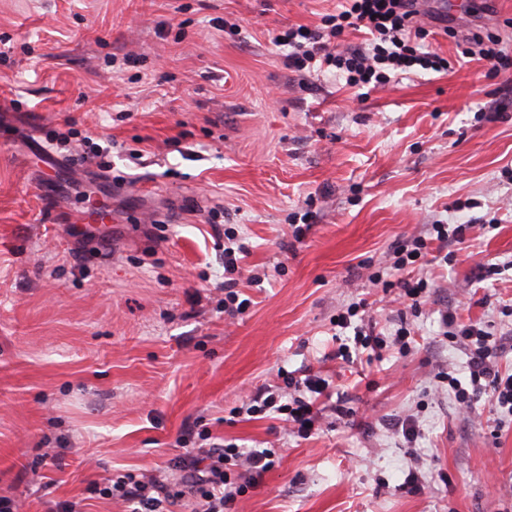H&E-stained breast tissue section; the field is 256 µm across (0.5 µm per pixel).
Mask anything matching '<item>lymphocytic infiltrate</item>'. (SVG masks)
Listing matches in <instances>:
<instances>
[{
    "instance_id": "1",
    "label": "lymphocytic infiltrate",
    "mask_w": 512,
    "mask_h": 512,
    "mask_svg": "<svg viewBox=\"0 0 512 512\" xmlns=\"http://www.w3.org/2000/svg\"><path fill=\"white\" fill-rule=\"evenodd\" d=\"M414 3L415 0H342L340 9L323 16L319 27L291 26L276 34L274 42L287 47L288 68L297 72L333 69L342 73L348 84L359 87L385 85L399 71L446 70V58L420 51L416 45L417 38L426 36L427 30L417 23ZM348 29L366 30L368 46L337 50V38ZM466 230L463 224H435L427 235L406 239L393 252L390 269L396 272V280H386L375 273L370 275V282L401 289L403 297L411 302V310H418L428 283L402 278V271L416 264L432 246L444 249L449 242L462 240ZM441 322L446 336L463 346L467 356L468 382H461L450 372L443 376L455 401L469 411L486 394L495 410L512 414V372L502 371L497 361L501 337L483 323L464 324L448 313L442 315ZM303 384L309 398L297 397L282 404L276 393L258 395L247 401L246 414L260 415L277 409L293 423L299 437L308 436L309 425L316 420L313 398L326 394L329 384L316 376L306 377ZM276 456L272 448L245 453L219 445L203 457L178 461L181 477L177 484L170 485L153 476L124 474L108 479L99 493L122 501L131 512H172L173 506L187 496L197 499L198 512H231L247 488V479L270 469Z\"/></svg>"
}]
</instances>
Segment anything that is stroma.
<instances>
[{"mask_svg":"<svg viewBox=\"0 0 512 512\" xmlns=\"http://www.w3.org/2000/svg\"><path fill=\"white\" fill-rule=\"evenodd\" d=\"M512 57V0H453ZM340 0H0V496L126 512L90 486L121 472L167 483L213 442L280 458L234 512H512V416L460 410L438 372L467 375L441 315L491 324L512 370V84L461 57L428 18L443 72L360 93L298 73L275 34ZM75 129L109 151L91 175ZM65 161L58 179L49 162ZM112 216L69 233L87 201ZM466 225L408 316L411 349L354 364L339 313L367 300L382 334L403 308L373 286L402 240ZM243 312L224 307V247ZM496 263L501 274L483 277ZM319 372L309 438L239 408ZM417 415L421 492L399 420Z\"/></svg>","mask_w":512,"mask_h":512,"instance_id":"1","label":"stroma"}]
</instances>
